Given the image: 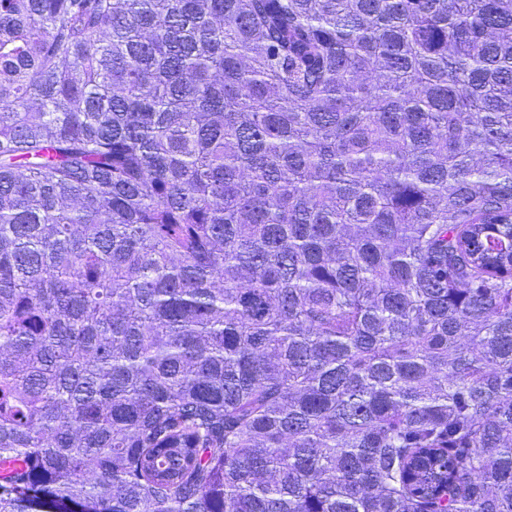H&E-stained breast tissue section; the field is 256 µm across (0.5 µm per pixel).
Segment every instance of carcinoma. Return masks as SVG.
<instances>
[{
  "instance_id": "obj_1",
  "label": "carcinoma",
  "mask_w": 512,
  "mask_h": 512,
  "mask_svg": "<svg viewBox=\"0 0 512 512\" xmlns=\"http://www.w3.org/2000/svg\"><path fill=\"white\" fill-rule=\"evenodd\" d=\"M0 512H512V0H0Z\"/></svg>"
}]
</instances>
